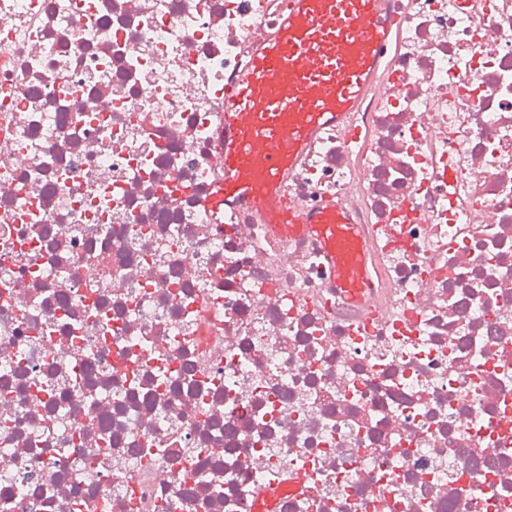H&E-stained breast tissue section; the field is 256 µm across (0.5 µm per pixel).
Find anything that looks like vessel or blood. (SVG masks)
I'll return each mask as SVG.
<instances>
[{"instance_id": "vessel-or-blood-1", "label": "vessel or blood", "mask_w": 512, "mask_h": 512, "mask_svg": "<svg viewBox=\"0 0 512 512\" xmlns=\"http://www.w3.org/2000/svg\"><path fill=\"white\" fill-rule=\"evenodd\" d=\"M392 0H286L275 30L253 45L248 68L224 91L223 170L206 210L241 205L281 237L324 246L334 286L363 304L366 268L346 255L360 228L343 205L288 208V173L318 131L351 121L379 86L396 36Z\"/></svg>"}]
</instances>
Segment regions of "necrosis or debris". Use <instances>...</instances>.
Returning a JSON list of instances; mask_svg holds the SVG:
<instances>
[{"label": "necrosis or debris", "instance_id": "1", "mask_svg": "<svg viewBox=\"0 0 512 512\" xmlns=\"http://www.w3.org/2000/svg\"><path fill=\"white\" fill-rule=\"evenodd\" d=\"M284 0H0V512H512V0H399L321 244L201 205Z\"/></svg>", "mask_w": 512, "mask_h": 512}]
</instances>
